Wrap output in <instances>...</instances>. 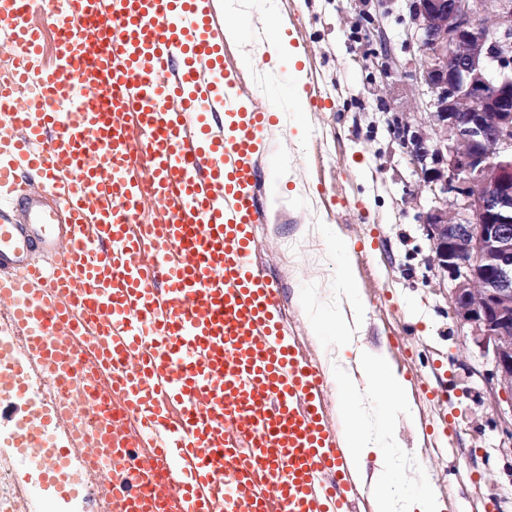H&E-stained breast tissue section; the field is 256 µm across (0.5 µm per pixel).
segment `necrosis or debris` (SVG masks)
<instances>
[{
    "label": "necrosis or debris",
    "mask_w": 512,
    "mask_h": 512,
    "mask_svg": "<svg viewBox=\"0 0 512 512\" xmlns=\"http://www.w3.org/2000/svg\"><path fill=\"white\" fill-rule=\"evenodd\" d=\"M0 354L19 368L21 381L39 405L58 410L44 447L13 448L0 437V512H81V501L88 497L96 499L99 512H111L108 490L82 478L86 444L76 428L90 422L93 410L64 401L66 392L81 390L85 376L62 382L32 360L24 333L1 310Z\"/></svg>",
    "instance_id": "1"
}]
</instances>
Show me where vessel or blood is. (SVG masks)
<instances>
[{"instance_id":"1","label":"vessel or blood","mask_w":512,"mask_h":512,"mask_svg":"<svg viewBox=\"0 0 512 512\" xmlns=\"http://www.w3.org/2000/svg\"><path fill=\"white\" fill-rule=\"evenodd\" d=\"M31 4L0 0V308L60 379L87 356L108 374L83 435L112 451V512H352L326 382L253 261L272 122L235 91L212 0H55L51 75ZM30 419L53 423L0 401Z\"/></svg>"}]
</instances>
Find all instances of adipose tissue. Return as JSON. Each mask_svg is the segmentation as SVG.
<instances>
[{"label": "adipose tissue", "mask_w": 512, "mask_h": 512, "mask_svg": "<svg viewBox=\"0 0 512 512\" xmlns=\"http://www.w3.org/2000/svg\"><path fill=\"white\" fill-rule=\"evenodd\" d=\"M341 271L342 302L336 307L331 328L317 327L320 338L335 336L337 355L330 360L334 381L345 397L339 406L342 422L340 442L346 450L354 479L370 478L374 512H441L433 488L427 481L413 485L398 482L391 448L395 423L409 415L407 384L393 373L381 353L360 347L357 327L362 309L348 273L349 247L343 239L332 242ZM375 453L377 468L364 471L368 453Z\"/></svg>", "instance_id": "adipose-tissue-1"}]
</instances>
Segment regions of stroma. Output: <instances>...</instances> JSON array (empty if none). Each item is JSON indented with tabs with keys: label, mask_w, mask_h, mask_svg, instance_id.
Masks as SVG:
<instances>
[{
	"label": "stroma",
	"mask_w": 512,
	"mask_h": 512,
	"mask_svg": "<svg viewBox=\"0 0 512 512\" xmlns=\"http://www.w3.org/2000/svg\"><path fill=\"white\" fill-rule=\"evenodd\" d=\"M219 24L240 26L224 44L236 89L247 104H287L279 76L267 75L259 29L268 16L287 27L303 60L311 110L301 142L290 122L274 129L260 153L257 260L279 290L288 334L328 370L316 322L336 311V266L320 231L328 226L351 249L350 275L364 314L358 338L384 351L410 384L411 420L397 427L398 471L421 463L442 512H512V434L501 415L512 408L491 376L493 365L467 337L448 302L432 244L416 220L430 203L392 119L417 122L418 95L393 98V81L364 54L367 17L379 21L400 61L416 48L405 33L406 0H213ZM315 294L316 310L304 304Z\"/></svg>",
	"instance_id": "1"
}]
</instances>
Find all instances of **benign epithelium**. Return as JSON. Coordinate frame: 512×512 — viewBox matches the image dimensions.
I'll return each instance as SVG.
<instances>
[{
	"label": "benign epithelium",
	"instance_id": "7a95c632",
	"mask_svg": "<svg viewBox=\"0 0 512 512\" xmlns=\"http://www.w3.org/2000/svg\"><path fill=\"white\" fill-rule=\"evenodd\" d=\"M406 32L412 62L378 25L369 59L421 94L423 121L396 130L432 199L417 218L454 314L512 394V0H408Z\"/></svg>",
	"mask_w": 512,
	"mask_h": 512
}]
</instances>
